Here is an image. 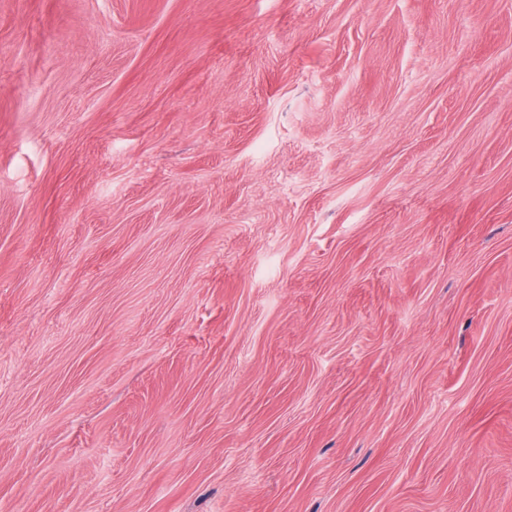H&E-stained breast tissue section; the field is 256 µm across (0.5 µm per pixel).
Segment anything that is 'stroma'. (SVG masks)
<instances>
[{
	"mask_svg": "<svg viewBox=\"0 0 512 512\" xmlns=\"http://www.w3.org/2000/svg\"><path fill=\"white\" fill-rule=\"evenodd\" d=\"M0 512H512V0H0Z\"/></svg>",
	"mask_w": 512,
	"mask_h": 512,
	"instance_id": "1",
	"label": "stroma"
}]
</instances>
